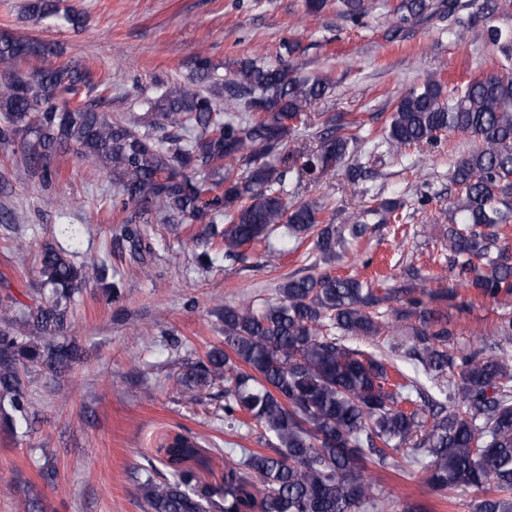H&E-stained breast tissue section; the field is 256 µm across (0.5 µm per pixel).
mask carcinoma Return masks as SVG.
Masks as SVG:
<instances>
[{"label":"carcinoma","mask_w":512,"mask_h":512,"mask_svg":"<svg viewBox=\"0 0 512 512\" xmlns=\"http://www.w3.org/2000/svg\"><path fill=\"white\" fill-rule=\"evenodd\" d=\"M512 0H483L481 38L512 55V34L491 25ZM340 14L359 24L375 0H341ZM429 0H396L395 26L420 19ZM35 21L62 20L77 30L86 14L64 0H29ZM43 42L0 36V147L16 146L13 164L49 179V161L61 151L112 176L128 216L111 241L141 254L144 225L159 213L169 224H199L209 250L200 259L236 263L244 249L267 243L284 228L297 240L316 234L323 260L336 259L346 237L370 224H404L403 204L376 193L338 227L323 218L326 206L288 196L287 177L327 179L348 162L441 147L448 135L475 146L454 160L444 250L453 285L431 291L412 276L374 289L353 276L330 272L283 278L279 298L262 309L248 302L218 312L224 348L198 362L194 381L224 382V420L264 432L268 451L230 448L219 481L200 472L208 460L197 437L178 434L144 458L136 472L141 512H381L390 506L367 463L421 465L440 493L458 487L482 492L474 512H512V367L478 349L448 353L455 328L434 303L465 288L484 298L512 299V68L504 67L455 91L428 80L398 97L378 130L343 115L308 112L326 95L328 73L295 77L284 62L242 59L229 77H214L204 52L191 65L192 89L164 85L147 111L112 119L92 101L91 70L51 63ZM241 105L245 118L224 107ZM311 131V140L286 148L288 135ZM372 143L369 152L363 142ZM40 297L34 305H0V423L14 431L32 426L25 377L72 369L81 359L67 339L71 305L80 290L102 283L106 261L77 263L52 245L39 255ZM397 306H392V303ZM22 323L31 335L18 336ZM387 337L392 352L417 360L437 396L397 364L348 344Z\"/></svg>","instance_id":"cac0c4a2"}]
</instances>
